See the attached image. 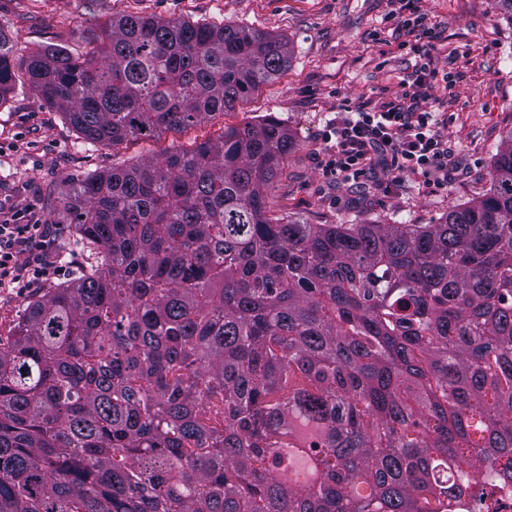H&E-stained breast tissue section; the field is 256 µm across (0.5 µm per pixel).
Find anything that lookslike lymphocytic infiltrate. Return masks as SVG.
Masks as SVG:
<instances>
[{
    "instance_id": "1",
    "label": "lymphocytic infiltrate",
    "mask_w": 512,
    "mask_h": 512,
    "mask_svg": "<svg viewBox=\"0 0 512 512\" xmlns=\"http://www.w3.org/2000/svg\"><path fill=\"white\" fill-rule=\"evenodd\" d=\"M383 27L368 33L373 44L393 45L414 60L394 99L357 107L340 104L320 133L326 146L323 171L337 182H374L385 190L401 187L407 177L448 189L458 179L452 158L456 148L437 111L435 88L454 90L463 78L459 51L448 55L447 67L435 59L434 29L420 0H390ZM48 224H0V288L33 287L48 263L39 249L51 235Z\"/></svg>"
}]
</instances>
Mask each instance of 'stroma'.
Here are the masks:
<instances>
[{"label": "stroma", "mask_w": 512, "mask_h": 512, "mask_svg": "<svg viewBox=\"0 0 512 512\" xmlns=\"http://www.w3.org/2000/svg\"><path fill=\"white\" fill-rule=\"evenodd\" d=\"M435 26L438 58L458 46L470 57L456 98L440 93L448 137L463 170L440 190L407 178L398 193L350 186L324 175L321 129L338 104L392 99L410 57L379 54L367 35L381 27L389 0H0V31L13 37L17 55L61 45L86 54L112 18L124 14L250 27L288 42L287 71L207 123L165 130L112 148L94 146L18 79L0 105V220L58 225L48 244L54 266L32 288H0V336H10L29 301L72 280L87 253L73 232L61 195L72 179L127 166L217 140L231 127L278 119L296 146L280 175L265 188L268 214L298 215L311 224H431L455 205L489 187L492 156L512 130V26L497 18L496 0H425Z\"/></svg>", "instance_id": "obj_1"}]
</instances>
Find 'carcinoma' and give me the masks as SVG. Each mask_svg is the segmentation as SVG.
<instances>
[{"label": "carcinoma", "instance_id": "cac0c4a2", "mask_svg": "<svg viewBox=\"0 0 512 512\" xmlns=\"http://www.w3.org/2000/svg\"><path fill=\"white\" fill-rule=\"evenodd\" d=\"M15 69L89 143L201 124L288 69L259 30L126 14ZM274 118L73 181L89 251L0 338V512H497L512 484V131L434 224L268 217ZM299 448L315 479L288 482Z\"/></svg>", "mask_w": 512, "mask_h": 512}]
</instances>
